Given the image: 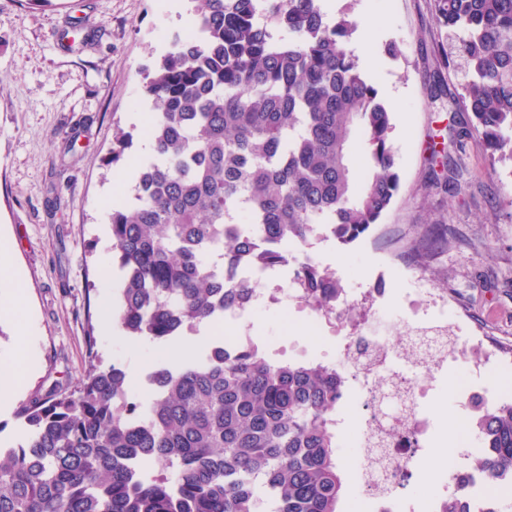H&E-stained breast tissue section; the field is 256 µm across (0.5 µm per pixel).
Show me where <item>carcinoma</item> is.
<instances>
[{
	"label": "carcinoma",
	"instance_id": "obj_1",
	"mask_svg": "<svg viewBox=\"0 0 512 512\" xmlns=\"http://www.w3.org/2000/svg\"><path fill=\"white\" fill-rule=\"evenodd\" d=\"M197 31L142 72L159 112L148 131L133 200L112 208L122 271L116 316L128 336L167 340L236 311L248 269L288 264L289 244L321 226L342 245L367 235L400 188L392 109L350 45L359 22L335 21L319 0H202ZM464 62L458 104L472 114L432 148L431 186L460 190L452 153L467 142L492 164L512 161V0H430ZM430 96L445 94V48ZM132 135H113L109 162ZM365 159L362 176L351 147ZM432 224L418 250L448 246ZM300 297L332 309L343 288L314 262L297 269ZM150 397L89 350L83 381L32 398L24 443L0 448V512H343L338 411L342 373L321 360L278 363L252 342L217 343L197 362L156 363ZM485 484L512 483V401L474 419ZM460 482L439 512H469Z\"/></svg>",
	"mask_w": 512,
	"mask_h": 512
}]
</instances>
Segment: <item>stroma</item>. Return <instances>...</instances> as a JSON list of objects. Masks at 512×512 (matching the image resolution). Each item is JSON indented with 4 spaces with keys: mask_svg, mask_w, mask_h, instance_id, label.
I'll list each match as a JSON object with an SVG mask.
<instances>
[{
    "mask_svg": "<svg viewBox=\"0 0 512 512\" xmlns=\"http://www.w3.org/2000/svg\"><path fill=\"white\" fill-rule=\"evenodd\" d=\"M162 0H51L28 8L0 0V236L11 238L13 260L26 281L33 312L37 365L9 409L0 414V442H22L18 411L31 397L82 382L89 349L104 364L129 367L120 329L105 327L103 295L117 297L120 277L105 278L112 262L109 216L116 175L141 161L145 121L156 108L140 93L142 71L164 54L182 26ZM337 9L370 22L354 45L361 66L381 98L393 107V144L401 177L391 209L365 238L344 247L328 232L308 253L334 272L345 292L379 288L391 317L369 319L366 330L390 341L434 326L411 318L405 298L425 287L452 297L463 320L461 335L477 327L512 342V161L489 164L474 145L460 155V193L429 185L432 142L468 115L450 99L432 100L428 75L434 49L454 51L456 37L438 28L429 0H336ZM396 45L398 55L386 48ZM133 145L105 165L116 127ZM430 224H449L448 249L417 258L412 248ZM342 317L310 326L306 315L281 304L253 311L224 330L249 336L274 354L277 336L288 335L309 358L329 351V336ZM470 356L449 360L428 414L437 428L459 419ZM443 479L431 450L410 464L404 512H417Z\"/></svg>",
    "mask_w": 512,
    "mask_h": 512,
    "instance_id": "1",
    "label": "stroma"
}]
</instances>
